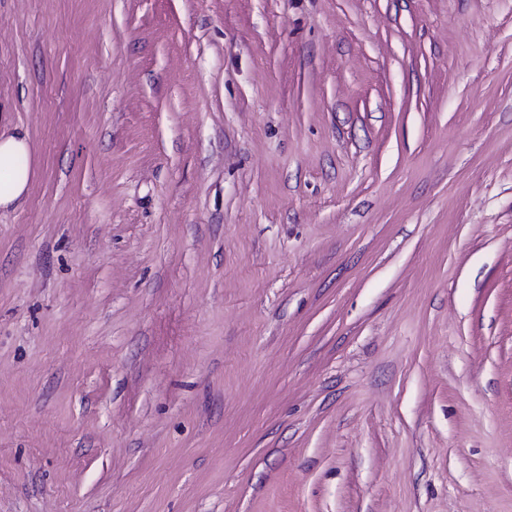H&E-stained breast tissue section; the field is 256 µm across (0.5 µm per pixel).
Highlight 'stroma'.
Returning a JSON list of instances; mask_svg holds the SVG:
<instances>
[{
  "label": "stroma",
  "instance_id": "35a3bbf8",
  "mask_svg": "<svg viewBox=\"0 0 512 512\" xmlns=\"http://www.w3.org/2000/svg\"><path fill=\"white\" fill-rule=\"evenodd\" d=\"M0 512H512V0H0ZM27 134L0 131V208L18 205L28 192L33 170Z\"/></svg>",
  "mask_w": 512,
  "mask_h": 512
}]
</instances>
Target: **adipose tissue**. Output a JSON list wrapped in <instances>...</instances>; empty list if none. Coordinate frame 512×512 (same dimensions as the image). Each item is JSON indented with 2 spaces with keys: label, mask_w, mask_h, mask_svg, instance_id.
Returning <instances> with one entry per match:
<instances>
[{
  "label": "adipose tissue",
  "mask_w": 512,
  "mask_h": 512,
  "mask_svg": "<svg viewBox=\"0 0 512 512\" xmlns=\"http://www.w3.org/2000/svg\"><path fill=\"white\" fill-rule=\"evenodd\" d=\"M28 135L0 131V208L19 204L29 189L33 170Z\"/></svg>",
  "instance_id": "ef3b65f1"
}]
</instances>
